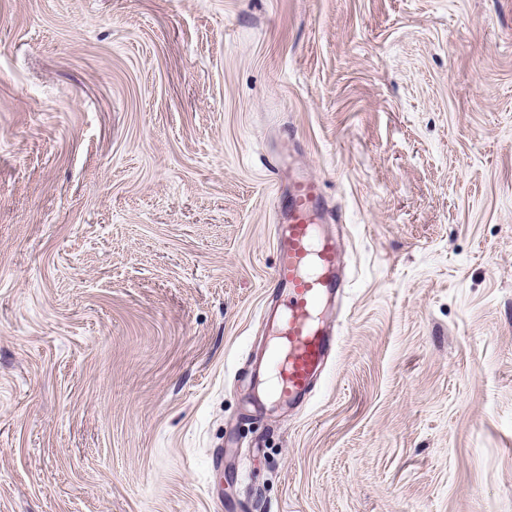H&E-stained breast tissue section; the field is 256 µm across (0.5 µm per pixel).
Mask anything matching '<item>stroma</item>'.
Returning a JSON list of instances; mask_svg holds the SVG:
<instances>
[{"mask_svg": "<svg viewBox=\"0 0 512 512\" xmlns=\"http://www.w3.org/2000/svg\"><path fill=\"white\" fill-rule=\"evenodd\" d=\"M276 155L346 288L257 412ZM0 512H512V0H0Z\"/></svg>", "mask_w": 512, "mask_h": 512, "instance_id": "stroma-1", "label": "stroma"}]
</instances>
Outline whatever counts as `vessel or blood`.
<instances>
[{
	"mask_svg": "<svg viewBox=\"0 0 512 512\" xmlns=\"http://www.w3.org/2000/svg\"><path fill=\"white\" fill-rule=\"evenodd\" d=\"M319 179L288 178L274 200L276 262L273 301L280 314L271 324L266 370L272 395L281 401L305 396L332 353L336 339L325 323V305L341 291L335 239L324 229Z\"/></svg>",
	"mask_w": 512,
	"mask_h": 512,
	"instance_id": "1",
	"label": "vessel or blood"
}]
</instances>
